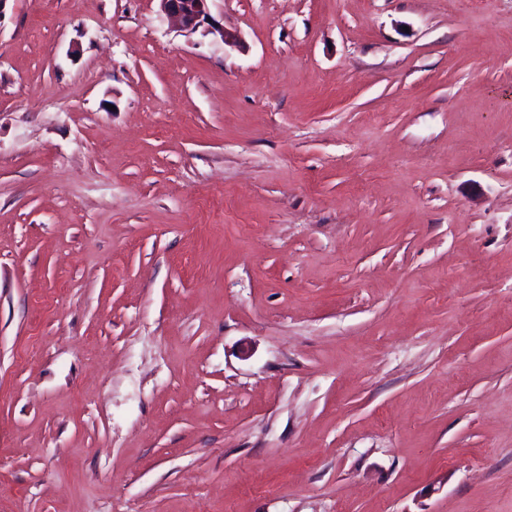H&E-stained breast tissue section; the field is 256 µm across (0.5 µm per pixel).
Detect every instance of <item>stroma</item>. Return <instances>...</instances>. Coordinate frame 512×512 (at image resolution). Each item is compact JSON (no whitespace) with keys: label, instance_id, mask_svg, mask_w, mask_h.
<instances>
[{"label":"stroma","instance_id":"1","mask_svg":"<svg viewBox=\"0 0 512 512\" xmlns=\"http://www.w3.org/2000/svg\"><path fill=\"white\" fill-rule=\"evenodd\" d=\"M0 8V512H512V0ZM160 11L169 18L180 31L203 35L219 36L227 42L235 38L225 32L224 25L213 17L209 10L210 0H158Z\"/></svg>","mask_w":512,"mask_h":512}]
</instances>
